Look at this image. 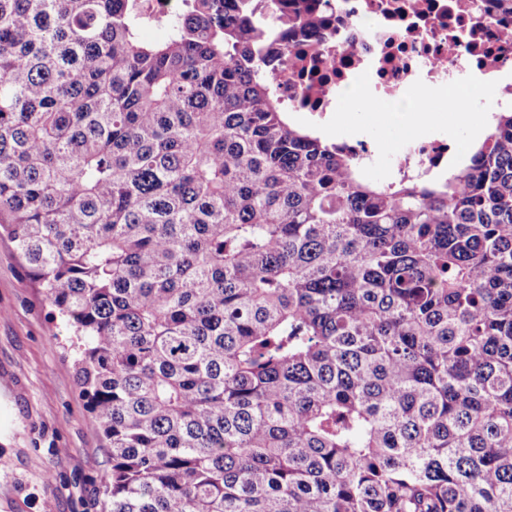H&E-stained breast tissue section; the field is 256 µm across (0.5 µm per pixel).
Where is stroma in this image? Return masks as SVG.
<instances>
[{"mask_svg":"<svg viewBox=\"0 0 512 512\" xmlns=\"http://www.w3.org/2000/svg\"><path fill=\"white\" fill-rule=\"evenodd\" d=\"M471 84L464 111L441 96L428 98L441 122L423 131L397 121L378 125L347 96L337 101L331 127L306 113L292 112L288 119L330 141L365 138L380 162L362 168L361 175L387 183L397 176L388 160L407 139L444 136L457 153H471L476 139L470 120L481 117L487 100L481 77ZM71 338L8 233L0 230V512H107L102 485L111 463L77 383Z\"/></svg>","mask_w":512,"mask_h":512,"instance_id":"1","label":"stroma"}]
</instances>
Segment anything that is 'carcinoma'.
Masks as SVG:
<instances>
[{"label":"carcinoma","instance_id":"carcinoma-1","mask_svg":"<svg viewBox=\"0 0 512 512\" xmlns=\"http://www.w3.org/2000/svg\"><path fill=\"white\" fill-rule=\"evenodd\" d=\"M275 20L0 0V224L73 329L109 512H512V110L368 183L287 120Z\"/></svg>","mask_w":512,"mask_h":512}]
</instances>
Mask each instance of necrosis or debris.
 <instances>
[{"label": "necrosis or debris", "instance_id": "4bbe7bcc", "mask_svg": "<svg viewBox=\"0 0 512 512\" xmlns=\"http://www.w3.org/2000/svg\"><path fill=\"white\" fill-rule=\"evenodd\" d=\"M296 13L319 21L292 26ZM511 28L498 0H278L258 48L289 111L321 120L350 89L394 106L466 92L474 73L512 77V42L502 38ZM450 152L445 138H416L397 167L429 178L447 170Z\"/></svg>", "mask_w": 512, "mask_h": 512}]
</instances>
